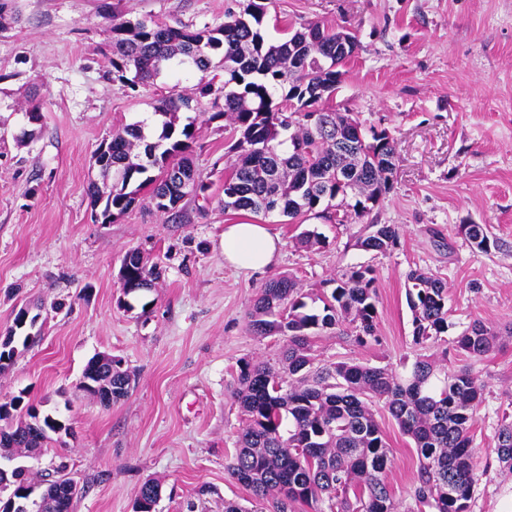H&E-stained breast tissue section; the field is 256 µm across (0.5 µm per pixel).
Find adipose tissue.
Returning a JSON list of instances; mask_svg holds the SVG:
<instances>
[{
    "instance_id": "adipose-tissue-1",
    "label": "adipose tissue",
    "mask_w": 512,
    "mask_h": 512,
    "mask_svg": "<svg viewBox=\"0 0 512 512\" xmlns=\"http://www.w3.org/2000/svg\"><path fill=\"white\" fill-rule=\"evenodd\" d=\"M280 238L262 224H228L224 227V260L237 269L261 272L277 260Z\"/></svg>"
}]
</instances>
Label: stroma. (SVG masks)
Returning <instances> with one entry per match:
<instances>
[{"label":"stroma","instance_id":"35a3bbf8","mask_svg":"<svg viewBox=\"0 0 512 512\" xmlns=\"http://www.w3.org/2000/svg\"><path fill=\"white\" fill-rule=\"evenodd\" d=\"M232 0H11L0 29V335L20 307L38 313L35 344L0 370V400L26 392L73 434L52 443L84 486L71 512H132L141 484L159 482L158 512H224L252 495L225 470L243 415L233 398L240 367L278 366L284 339L249 329L258 288L291 275L308 292L348 267L376 271L377 341L322 331L315 364L398 366L414 357L405 293L410 269L448 288L449 336L474 319L512 324V251L475 255L458 227L486 224L512 239V0H270L263 28L310 21L345 26L360 44L332 104L363 131L396 140L393 188L364 223L393 224L400 243L386 254L357 247L362 223L345 226L280 213L228 211L224 133L197 122L192 145L204 195L157 211L147 194L107 224L92 218L93 156L125 124L151 117L172 88L190 92L200 72L182 70L131 91L112 80L107 45L113 15L199 29L223 22ZM40 102L30 128L28 100ZM30 139H22L24 130ZM263 223L283 246L276 264L246 273L224 261V227ZM318 229L322 247L296 244ZM157 268L154 286L123 295L119 270L130 251ZM64 302L62 312L51 306ZM108 353L133 376L127 397L102 405L79 387L90 357ZM449 369L470 367L485 382L473 428L477 485L470 512H512V473L493 452L502 412L512 413V341L479 361L434 346ZM392 464L385 480L409 504L418 460L384 407L374 405ZM43 456L36 470L49 467Z\"/></svg>","mask_w":512,"mask_h":512}]
</instances>
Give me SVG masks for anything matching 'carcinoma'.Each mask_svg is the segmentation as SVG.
<instances>
[{
  "mask_svg": "<svg viewBox=\"0 0 512 512\" xmlns=\"http://www.w3.org/2000/svg\"><path fill=\"white\" fill-rule=\"evenodd\" d=\"M224 22L201 29L160 25L146 18L112 17L111 66L108 75L131 90L149 86L178 68L201 72L221 69L224 80L200 81L193 95L173 93L157 101L153 116L160 133H146L147 121L123 128L107 144L103 172H112L106 192L92 187L94 216L107 223L125 213L141 190L162 212L175 211L186 196L204 190L190 152L194 122L177 128V113L191 102L223 119L230 128L224 164V210L267 216L278 211L292 219L318 216L345 224L369 214L391 191L397 155L395 138L382 129L363 134L348 112H339L311 90L333 95L343 81L342 67L354 56L336 60L341 26L304 23L286 27L272 40L262 31L266 3L235 0ZM460 232L473 253L509 250L507 242L485 224H463ZM399 242L393 224H366L356 245L385 254ZM120 272L126 294L141 290L142 280L156 278L136 251L126 254ZM406 299L412 314V340L420 348L450 343L461 356L477 360L500 343V332L475 319L451 340L448 289L429 270L406 275ZM335 287L310 297L292 276L265 283L249 313L257 336H284L282 370L264 363L240 369L234 399L245 416L238 450L227 465L237 483L258 503L272 502L273 512H292L293 505L327 504L318 512H470L477 482L472 429L484 383L469 368L449 371L418 354L403 360V372L358 362L316 367L309 356L317 332L343 327L365 344L376 340L378 296L374 269L352 267L334 280ZM311 302H306V299ZM83 390L92 395L112 388L118 401L129 394L128 371L104 354L85 364ZM384 402L402 434L414 445L419 466L411 499L401 508L383 474L390 450L372 409ZM51 415L31 399L0 401V436L22 433L21 450L0 453L13 462L9 492L27 512H53L64 493L67 465L37 484L32 468L20 459L39 460L52 441ZM494 452L512 471V419L503 416Z\"/></svg>",
  "mask_w": 512,
  "mask_h": 512,
  "instance_id": "obj_1",
  "label": "carcinoma"
}]
</instances>
